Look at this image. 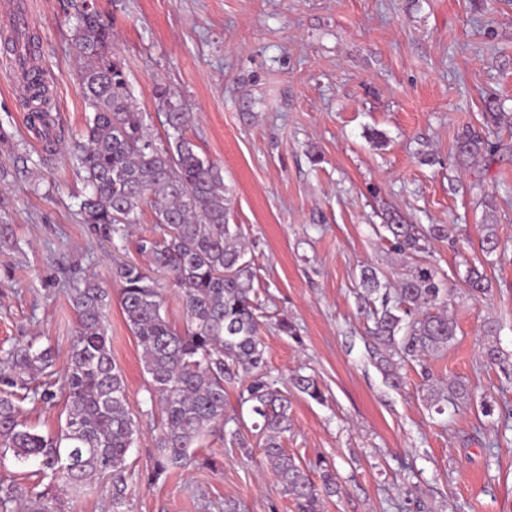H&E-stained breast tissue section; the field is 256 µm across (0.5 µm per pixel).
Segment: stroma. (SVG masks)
Segmentation results:
<instances>
[{
    "mask_svg": "<svg viewBox=\"0 0 512 512\" xmlns=\"http://www.w3.org/2000/svg\"><path fill=\"white\" fill-rule=\"evenodd\" d=\"M19 26L35 28L60 144H73L90 109L72 38L82 0H19ZM112 28V51L155 142L166 138L159 88L193 112L187 131L217 163L254 259L265 302L266 372L284 384L314 375L323 401L291 395L283 446L303 464L332 468L340 488L322 512H512V371L487 365L494 342L512 362V0H94ZM15 59L0 47V128L16 145L1 153L17 252L0 253V350L38 337L64 373L77 326L69 284L111 281L113 262H135L128 240L89 238L76 213L85 191L69 156L41 164ZM473 129L493 154L458 164L456 144ZM398 215L444 224L426 261L453 296L455 340L402 366L392 389L370 361L357 295L360 271L395 282L409 261L382 228ZM499 248L482 253L483 225ZM483 267L489 292L472 297L468 266ZM289 319L297 330L278 329ZM499 322L494 338L488 319ZM140 434L133 467L150 460L156 435L141 348L119 304L108 315ZM469 382L494 404L436 412L420 376ZM298 512L259 451L211 436L189 468L130 486L128 512Z\"/></svg>",
    "mask_w": 512,
    "mask_h": 512,
    "instance_id": "obj_1",
    "label": "stroma"
}]
</instances>
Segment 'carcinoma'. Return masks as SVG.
I'll return each mask as SVG.
<instances>
[{"mask_svg":"<svg viewBox=\"0 0 512 512\" xmlns=\"http://www.w3.org/2000/svg\"><path fill=\"white\" fill-rule=\"evenodd\" d=\"M3 44L22 65L28 120H44L38 36L15 27ZM111 47L112 29L94 7L85 8L73 34L80 89L92 109L82 140L72 147L89 187L79 198L78 214L92 235L110 241L125 239L144 208L151 209L161 233L138 236L135 249L175 288L184 318L181 329L168 321L166 291L142 267L119 263L113 268L121 284L123 316L142 349L151 408L157 410L155 453L146 467V481L151 484L195 461V449L224 424L228 390L236 389L240 404L249 405L256 437L253 445L239 439V447L260 449L299 512H320L323 495L337 492L335 476L326 469L316 485L310 470L282 446L291 426V402L264 374L262 301L253 288V262L246 259L241 228L229 224L221 170L200 156L186 136L193 114L172 102L163 87L158 96L166 108L167 139L161 145L152 141L130 101L123 69L111 58ZM492 150L472 131L464 132L457 145L458 156L468 159ZM384 229L391 251L406 257L425 251L428 240L448 236L445 224L425 228L396 217ZM18 249L9 212L0 208V251ZM360 280L363 313L372 323L370 357L390 386L398 388L403 364L446 349L453 341L454 325L445 314L451 290L428 263L410 266L394 288L381 283L373 266L361 269ZM466 284L475 296L488 292L476 267L468 268ZM68 298L77 328L63 376L66 422L60 434L45 436L29 426L20 406L24 398L11 391L52 367L51 348L28 341L0 357V383L10 387L0 391V460L8 453L18 461L34 458L39 461L37 476L44 481L39 491L15 483L1 487L0 507L63 512L60 491L84 489L92 480L105 478L112 512H126L128 451L138 422L123 373L112 358L106 329L112 298L94 277L72 284ZM289 382L311 399L323 400L313 376L297 372ZM427 382L430 402L471 405L468 383L455 380L442 386L431 377Z\"/></svg>","mask_w":512,"mask_h":512,"instance_id":"carcinoma-1","label":"carcinoma"}]
</instances>
